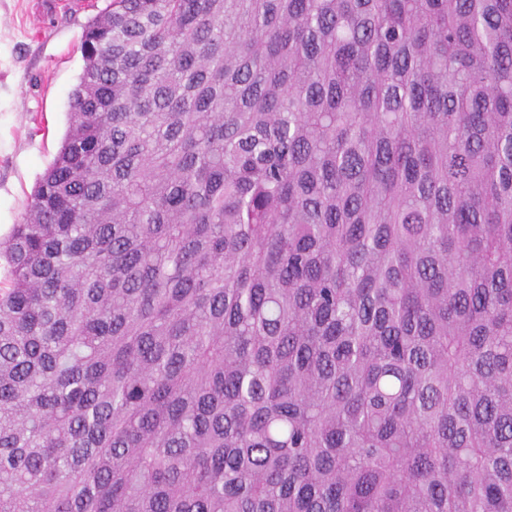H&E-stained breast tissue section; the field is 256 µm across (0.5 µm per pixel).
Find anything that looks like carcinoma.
Masks as SVG:
<instances>
[{"mask_svg":"<svg viewBox=\"0 0 512 512\" xmlns=\"http://www.w3.org/2000/svg\"><path fill=\"white\" fill-rule=\"evenodd\" d=\"M0 244V512H512V0H107Z\"/></svg>","mask_w":512,"mask_h":512,"instance_id":"1","label":"carcinoma"}]
</instances>
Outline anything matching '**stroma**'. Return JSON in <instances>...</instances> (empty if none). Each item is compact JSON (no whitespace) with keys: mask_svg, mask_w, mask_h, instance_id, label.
Returning <instances> with one entry per match:
<instances>
[{"mask_svg":"<svg viewBox=\"0 0 512 512\" xmlns=\"http://www.w3.org/2000/svg\"><path fill=\"white\" fill-rule=\"evenodd\" d=\"M0 0V240L21 223L68 127L80 41L105 0Z\"/></svg>","mask_w":512,"mask_h":512,"instance_id":"stroma-1","label":"stroma"}]
</instances>
